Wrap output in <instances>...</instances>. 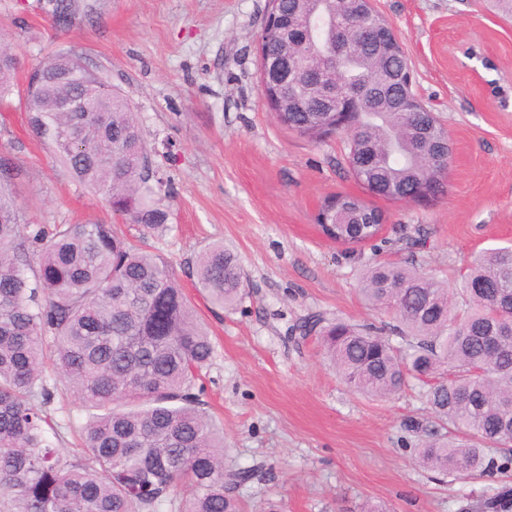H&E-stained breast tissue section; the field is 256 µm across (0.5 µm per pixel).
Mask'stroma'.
<instances>
[{
  "mask_svg": "<svg viewBox=\"0 0 512 512\" xmlns=\"http://www.w3.org/2000/svg\"><path fill=\"white\" fill-rule=\"evenodd\" d=\"M393 27L421 104L447 128L454 154L448 194L431 206L374 199L385 227L374 241L342 245L315 214L336 193L365 196L349 171L342 136L316 143L279 125L259 84L258 41L269 0H74L67 26L56 0H0V48L18 67L0 110V160L16 171L13 194L26 224H114L160 253L184 289L188 263L209 243L234 246L247 295L213 311L192 295L214 354L204 398L224 430V468L261 465L264 479L238 489L246 512L269 500L281 512H466L471 499L512 487V470L480 480L420 465L409 422H436L419 390L389 399L351 391L308 315L384 321L359 292L371 265L408 261L457 287L481 251L512 241V21L491 0H373ZM489 49L496 71L475 84L466 49ZM71 50L129 92L153 167L168 179L167 231L142 236L106 200L70 179L28 129L29 72ZM53 446H83L87 413L73 391L53 403Z\"/></svg>",
  "mask_w": 512,
  "mask_h": 512,
  "instance_id": "35a3bbf8",
  "label": "stroma"
}]
</instances>
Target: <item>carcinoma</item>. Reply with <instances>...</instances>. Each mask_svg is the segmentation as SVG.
<instances>
[{
    "label": "carcinoma",
    "instance_id": "1",
    "mask_svg": "<svg viewBox=\"0 0 512 512\" xmlns=\"http://www.w3.org/2000/svg\"><path fill=\"white\" fill-rule=\"evenodd\" d=\"M277 4L288 33L264 29V49L284 64H304L277 122L312 141L345 135L349 169L371 194L403 202L430 179L436 198L444 197L448 130L431 114V131L422 135L415 97L395 107L397 77L411 68L371 0ZM378 24L388 26L390 54L364 39ZM41 70L26 90V119L64 172L143 231L166 229L162 201L170 190L156 176L130 95L103 93L109 78L88 71L73 51L54 54ZM14 71L13 53L1 48L0 102L12 94ZM75 94L88 111H58ZM330 96L355 97L349 128L335 129V113L325 111ZM14 177L0 161V512H243L234 491L259 468L224 473V432L197 386L214 345L168 261L113 224H21ZM376 210L337 194L323 201L316 221L333 225L330 239L352 240L369 231ZM193 288L215 309L238 307L246 277L237 252L221 241L204 248ZM361 292L396 325L315 315L301 325L303 335L317 336L357 392L391 397L421 384L454 434L420 429L427 467L464 479L508 470L512 456L497 461L486 448L512 443V337L492 342L512 330V245L484 251L461 275L463 306L444 283L403 263L368 267ZM60 381L92 411L86 448L72 456L44 438ZM468 509L512 512V488L478 497Z\"/></svg>",
    "mask_w": 512,
    "mask_h": 512
}]
</instances>
